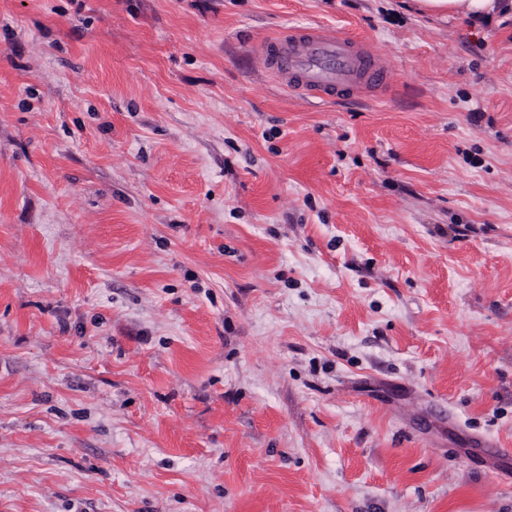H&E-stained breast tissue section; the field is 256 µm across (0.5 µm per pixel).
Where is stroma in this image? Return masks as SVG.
Here are the masks:
<instances>
[{"instance_id":"35a3bbf8","label":"stroma","mask_w":512,"mask_h":512,"mask_svg":"<svg viewBox=\"0 0 512 512\" xmlns=\"http://www.w3.org/2000/svg\"><path fill=\"white\" fill-rule=\"evenodd\" d=\"M0 512H512V15L0 0ZM263 69L301 98L338 101L388 87V70L366 45L323 26L294 27L264 41Z\"/></svg>"}]
</instances>
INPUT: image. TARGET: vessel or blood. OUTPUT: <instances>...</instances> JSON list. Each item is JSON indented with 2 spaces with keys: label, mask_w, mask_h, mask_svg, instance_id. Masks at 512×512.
I'll use <instances>...</instances> for the list:
<instances>
[{
  "label": "vessel or blood",
  "mask_w": 512,
  "mask_h": 512,
  "mask_svg": "<svg viewBox=\"0 0 512 512\" xmlns=\"http://www.w3.org/2000/svg\"><path fill=\"white\" fill-rule=\"evenodd\" d=\"M263 69L301 98L338 101L388 86V71L366 45L322 26L294 27L264 41Z\"/></svg>",
  "instance_id": "b4317fda"
}]
</instances>
